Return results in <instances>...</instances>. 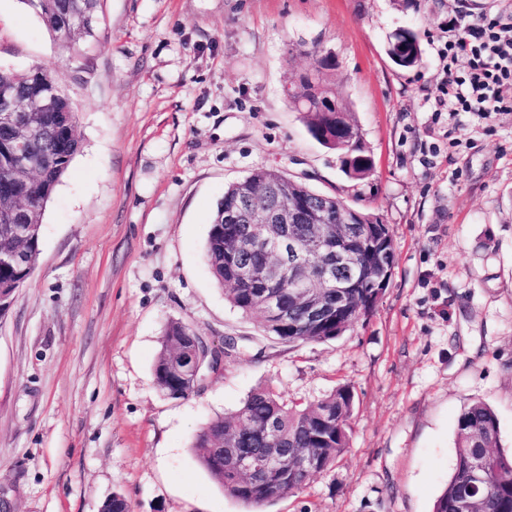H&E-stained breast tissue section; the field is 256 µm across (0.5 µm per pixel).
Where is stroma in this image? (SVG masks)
Masks as SVG:
<instances>
[{
	"label": "stroma",
	"instance_id": "35a3bbf8",
	"mask_svg": "<svg viewBox=\"0 0 512 512\" xmlns=\"http://www.w3.org/2000/svg\"><path fill=\"white\" fill-rule=\"evenodd\" d=\"M512 24V0H101L92 47L0 0V69L53 70L81 151L47 202L40 255L0 320V512H245L193 436L256 388L355 394L350 447L268 512H432L474 400L512 448V112L439 107L449 18ZM423 61L397 68L391 34ZM338 62L375 170L348 178L288 105L313 51ZM260 168L379 215L396 263L368 319L297 347L232 308L205 248L225 188ZM238 349L173 400L154 364L168 321Z\"/></svg>",
	"mask_w": 512,
	"mask_h": 512
}]
</instances>
